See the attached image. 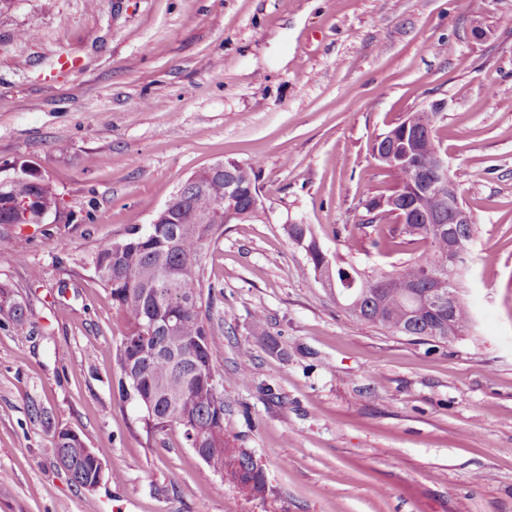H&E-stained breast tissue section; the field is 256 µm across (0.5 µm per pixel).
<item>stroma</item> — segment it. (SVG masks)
I'll use <instances>...</instances> for the list:
<instances>
[{
  "label": "stroma",
  "mask_w": 512,
  "mask_h": 512,
  "mask_svg": "<svg viewBox=\"0 0 512 512\" xmlns=\"http://www.w3.org/2000/svg\"><path fill=\"white\" fill-rule=\"evenodd\" d=\"M441 99L475 224L473 322L445 344L354 320L284 230L304 220L370 269L420 255L358 224L395 185L374 138ZM227 158L260 160L266 207L202 259L224 433L261 468L255 498L180 429L147 436L112 358L125 317L91 264ZM16 160L76 219L0 224V284L27 318L0 312V512H512V0H11L0 164ZM62 429L108 449L120 482H71Z\"/></svg>",
  "instance_id": "35a3bbf8"
}]
</instances>
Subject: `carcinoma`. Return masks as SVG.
Segmentation results:
<instances>
[{"mask_svg":"<svg viewBox=\"0 0 512 512\" xmlns=\"http://www.w3.org/2000/svg\"><path fill=\"white\" fill-rule=\"evenodd\" d=\"M432 130H420L422 155L440 150V141ZM259 162L244 165L237 175L202 168L170 198V205L154 212L157 223L146 230L133 225L127 236L100 249L93 261L95 279L110 290L122 308L127 333L114 353L120 371L123 393H132L146 411L145 424L155 434L172 427L182 430L191 446L201 448L204 462L231 481L245 496L265 492V480L255 470L252 456L230 445L224 436V398L216 386L215 356L210 345L212 293L216 285L204 274L202 257L210 244L223 234L224 194L230 181L247 183L258 178ZM395 177V188L408 187L414 180L411 169L384 162ZM436 175L427 174L428 187L412 197L407 223L389 225L388 237L406 244L421 242L425 250L391 271L361 268L336 255L330 258L337 293L350 288L353 281L383 282L396 278L410 290L427 291L426 271L448 275V235L438 234L433 225L419 221L424 214L448 216V200L454 188L440 192L433 188ZM25 197L36 195L29 212L12 214L0 210V224L41 223L39 208L61 203L60 193L46 178L39 186L29 181L24 170L12 181L0 186V195ZM462 274L451 279L455 298L450 313L429 314L417 311L408 299L388 292L378 299L363 298L355 309L345 308L352 318L382 327L402 336L446 343L463 335L472 323V313L461 291ZM53 451L71 480L89 489L97 483V473L72 443L60 432Z\"/></svg>","mask_w":512,"mask_h":512,"instance_id":"cac0c4a2","label":"carcinoma"}]
</instances>
